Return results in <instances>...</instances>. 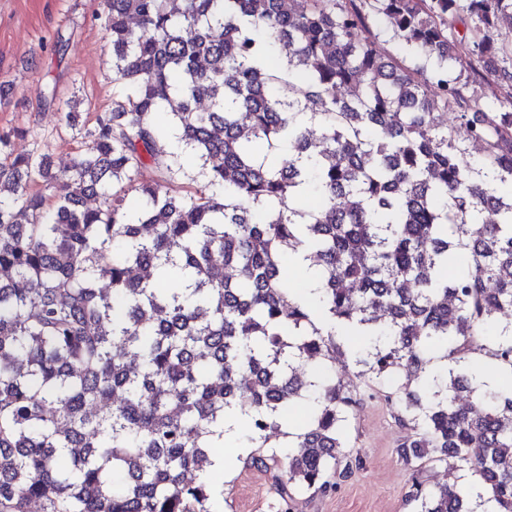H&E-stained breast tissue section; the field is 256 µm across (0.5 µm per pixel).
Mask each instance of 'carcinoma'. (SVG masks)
Instances as JSON below:
<instances>
[{
	"label": "carcinoma",
	"instance_id": "1",
	"mask_svg": "<svg viewBox=\"0 0 512 512\" xmlns=\"http://www.w3.org/2000/svg\"><path fill=\"white\" fill-rule=\"evenodd\" d=\"M101 6L124 91L90 127L68 106L84 148L66 179L0 135V512H213L229 409L264 440L250 463L275 472V512H296L360 464L343 451L356 395L306 370L336 334L375 337L366 373L399 382L398 457L470 476L414 477L417 512H512V380L484 390L458 362L412 389L434 350H477L512 313V70L495 38L512 0ZM368 12L426 63L381 54ZM471 82L505 93L480 106ZM164 109L187 153L216 160L201 188L181 181ZM147 167L158 179L139 181ZM299 252L320 272L312 304L286 288ZM498 335L512 369V322ZM298 403L282 460L266 440Z\"/></svg>",
	"mask_w": 512,
	"mask_h": 512
}]
</instances>
